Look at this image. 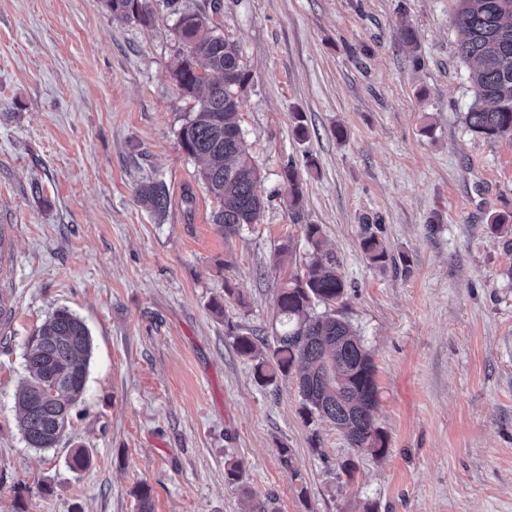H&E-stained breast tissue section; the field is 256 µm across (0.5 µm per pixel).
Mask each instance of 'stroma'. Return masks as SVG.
I'll use <instances>...</instances> for the list:
<instances>
[{
	"mask_svg": "<svg viewBox=\"0 0 512 512\" xmlns=\"http://www.w3.org/2000/svg\"><path fill=\"white\" fill-rule=\"evenodd\" d=\"M222 3L265 200L232 236L178 145L195 101L170 77L182 46L161 0L145 24L104 0H0V512H140L143 485L152 512H512V241L490 225L512 213V140L463 123L456 0ZM147 181L169 191L164 218L137 199ZM367 222L384 266L361 249ZM309 224L376 366L382 457L305 419L295 378L260 385L233 347L236 331L271 335ZM60 308L90 331L89 374L66 435L35 450L15 395L28 337ZM79 448L91 462L75 470Z\"/></svg>",
	"mask_w": 512,
	"mask_h": 512,
	"instance_id": "35a3bbf8",
	"label": "stroma"
}]
</instances>
